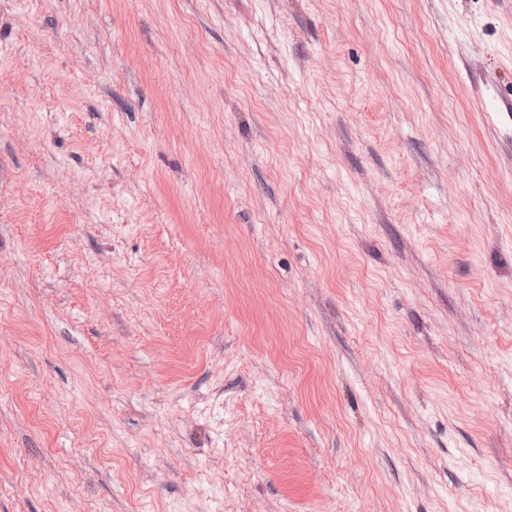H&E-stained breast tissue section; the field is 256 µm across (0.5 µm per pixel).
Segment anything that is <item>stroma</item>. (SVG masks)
<instances>
[{
	"instance_id": "obj_1",
	"label": "stroma",
	"mask_w": 512,
	"mask_h": 512,
	"mask_svg": "<svg viewBox=\"0 0 512 512\" xmlns=\"http://www.w3.org/2000/svg\"><path fill=\"white\" fill-rule=\"evenodd\" d=\"M0 512H512V0H0Z\"/></svg>"
}]
</instances>
